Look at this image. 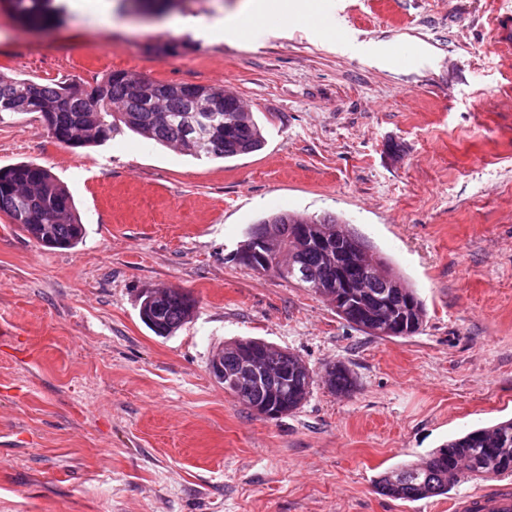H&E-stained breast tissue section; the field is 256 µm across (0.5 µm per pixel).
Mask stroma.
<instances>
[{
    "instance_id": "35a3bbf8",
    "label": "stroma",
    "mask_w": 512,
    "mask_h": 512,
    "mask_svg": "<svg viewBox=\"0 0 512 512\" xmlns=\"http://www.w3.org/2000/svg\"><path fill=\"white\" fill-rule=\"evenodd\" d=\"M104 3L121 0H68L48 34L0 7V72L222 86L266 141L196 159L126 129L71 148L38 114L0 118V168L50 169L85 227L53 248L0 212V512H451L488 488L406 501L375 480L512 418V56L490 25L512 0H313L322 25L272 14V34L237 42L238 0H177L132 32ZM278 211L336 216L387 257L427 310L419 332L364 333L241 264L248 228ZM161 286L197 302L168 337L139 316ZM246 337L317 374L345 362L358 388L319 381L259 417L209 373Z\"/></svg>"
}]
</instances>
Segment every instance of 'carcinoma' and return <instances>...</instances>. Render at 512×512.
Here are the masks:
<instances>
[{
  "label": "carcinoma",
  "instance_id": "carcinoma-1",
  "mask_svg": "<svg viewBox=\"0 0 512 512\" xmlns=\"http://www.w3.org/2000/svg\"><path fill=\"white\" fill-rule=\"evenodd\" d=\"M21 18L38 21L61 18L66 0H0ZM197 100L211 105L201 132L189 131L195 122L192 106ZM36 112L51 137L73 148H88L109 139L122 124L141 137L174 146L195 158L229 159L259 150L264 143L262 128L245 110L239 98L224 88L200 84H169L142 78L128 72H114L87 87L77 81L53 85L0 73V117L5 114ZM0 212L6 213L29 238L45 246L73 248L83 239L85 229L64 184L47 168L19 163L0 168ZM309 232L336 234L347 225L330 215L320 218L283 211L260 220L245 240L256 232H273L279 249L285 250L292 269L270 265L281 277L296 281L303 288L317 290L324 283L339 279L336 266L327 262L313 246H298L293 240L301 227ZM354 275L361 278L359 298L336 314L347 323L367 332L409 306L412 322L408 335L417 333L426 318V309L417 291L397 273L391 262L377 256L370 266L357 259ZM192 297L180 288H169L159 312H150L144 323L157 336H170L189 322ZM241 340L224 343V370L232 371L238 362ZM315 383L307 371H299L284 384H274L243 403L254 410L256 403H270L280 416L297 410ZM357 387L352 370L336 362L330 390L350 395ZM512 475V419L474 429L449 440L433 451L424 462H403L380 474L378 491L401 500H417L448 494L468 479H493Z\"/></svg>",
  "mask_w": 512,
  "mask_h": 512
}]
</instances>
